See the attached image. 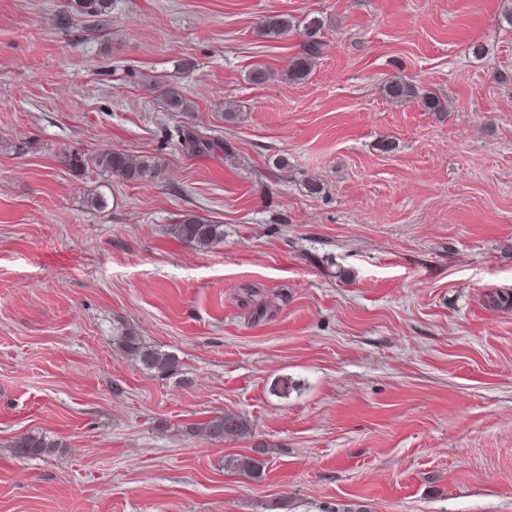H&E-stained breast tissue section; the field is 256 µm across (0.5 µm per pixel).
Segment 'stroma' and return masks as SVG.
<instances>
[{"label":"stroma","mask_w":512,"mask_h":512,"mask_svg":"<svg viewBox=\"0 0 512 512\" xmlns=\"http://www.w3.org/2000/svg\"><path fill=\"white\" fill-rule=\"evenodd\" d=\"M61 6L0 0V512H512V0H113L96 31ZM224 413L252 437H209ZM27 432L54 451L16 457ZM260 443L261 479L225 469ZM261 27L265 36L279 37L296 27V22L288 15H272L262 21ZM321 30V21L317 18L310 19L305 27V39L301 44V53L296 56L292 68L286 74L292 81L302 80L307 77L315 59L321 54L324 43L316 39ZM386 98L394 104H405L413 100H419L428 112L441 114L444 111L443 103L433 92L422 90L402 77H396L388 81L384 86ZM94 164L112 176L141 184L152 182L160 168L159 161L153 156L133 157L118 152L96 156ZM177 229L184 242L199 248H208L224 240V229L220 224H211L197 216L187 217ZM112 341L123 353L134 356L141 367L148 372L165 376L178 368L179 361L175 355L147 346L130 329L122 331L119 336H113Z\"/></svg>","instance_id":"stroma-1"}]
</instances>
